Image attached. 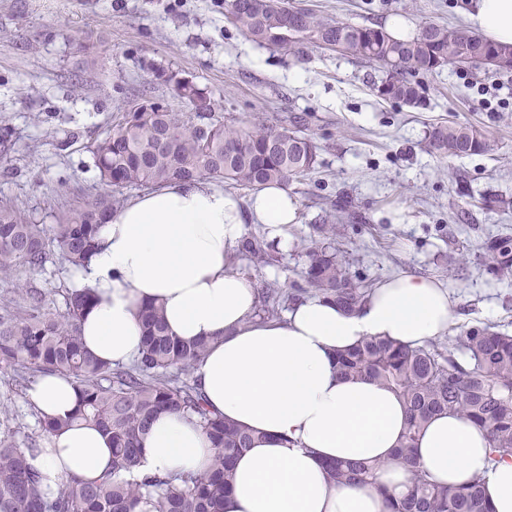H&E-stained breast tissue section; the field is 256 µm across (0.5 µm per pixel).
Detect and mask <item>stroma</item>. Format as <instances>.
<instances>
[{
  "mask_svg": "<svg viewBox=\"0 0 512 512\" xmlns=\"http://www.w3.org/2000/svg\"><path fill=\"white\" fill-rule=\"evenodd\" d=\"M356 24L405 18L469 28V0H289ZM212 92L218 112L244 124L260 116L279 126L309 117L320 145L310 177L292 183L299 221L288 228L279 266L253 272L256 283L289 285L308 258L306 241L339 194L353 201L340 242L366 284L403 273L445 282L458 299L449 337L479 323L512 332V280L493 278L480 260L492 234H512V209L488 211L483 196L512 197V74L448 65L422 76L421 106L379 98L383 71L336 52L312 49L305 61L256 43L232 23L225 0H0V201L44 223L65 205L100 192L91 147L143 96L182 109L167 74ZM482 126L491 150L466 158L428 151L429 126ZM459 256L449 264V255ZM64 307L70 279L58 254L42 270L20 272ZM11 372L0 370V404L17 440L38 430Z\"/></svg>",
  "mask_w": 512,
  "mask_h": 512,
  "instance_id": "35a3bbf8",
  "label": "stroma"
}]
</instances>
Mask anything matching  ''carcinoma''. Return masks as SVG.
Wrapping results in <instances>:
<instances>
[{
	"label": "carcinoma",
	"instance_id": "obj_1",
	"mask_svg": "<svg viewBox=\"0 0 512 512\" xmlns=\"http://www.w3.org/2000/svg\"><path fill=\"white\" fill-rule=\"evenodd\" d=\"M233 23L253 41L288 50L297 60L311 48L333 49L366 63H376L385 77L376 86L384 100L421 104L419 75L458 64L494 73L512 72V45L490 41L460 28L427 24L409 40H398L377 24H353L287 8L282 0H230ZM178 98L189 110L149 104L141 112H124L121 120L95 141L93 163L108 192L70 205L47 226L24 210L0 204V278L45 266L50 252L59 251L68 271L87 265L98 245L100 227L123 205L131 190H152L172 181L207 180L254 191L265 185L302 182L314 170L320 151L305 133L307 115L280 128L262 121L238 125L214 113V100L195 83L171 74ZM427 146L440 156L481 155L490 144L474 124H436L428 130ZM352 201H329L336 219L351 215ZM307 248L302 282L288 290L266 284L260 291L255 318L283 319V313L308 297H320L354 311L370 289L353 275L336 247L338 227L319 224ZM238 255L261 269L280 263L265 234L248 233ZM499 280L512 278V234L488 239L480 255ZM14 306L0 310V370H11L26 381L58 374L79 391L76 408L65 418L37 416L44 436L86 424L112 439V468L103 477L66 482L56 490L42 488L30 464L37 440L22 447L11 415L0 412V512H223L224 493L232 482V459L252 447L256 436L210 410L192 377L207 342H185L172 336L162 308L140 310L141 352L130 365L100 361L84 349L79 322L93 293L73 284L66 288L65 309L57 312L40 290L20 283ZM341 374L369 377L390 388L405 402L407 427L398 459L412 468V487L401 499L388 502L389 512H489L476 480L460 489L437 486L418 469L411 448L428 420L453 411L484 428L490 436V458L512 454V336L492 324L471 326L448 343L401 346L384 338L361 342L337 357ZM179 413L196 421L215 448L205 474L177 473L130 480L142 442L154 419ZM379 462L336 463L331 478L340 483L369 484Z\"/></svg>",
	"mask_w": 512,
	"mask_h": 512
}]
</instances>
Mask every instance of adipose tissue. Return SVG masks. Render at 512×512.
<instances>
[{
  "label": "adipose tissue",
  "instance_id": "adipose-tissue-1",
  "mask_svg": "<svg viewBox=\"0 0 512 512\" xmlns=\"http://www.w3.org/2000/svg\"><path fill=\"white\" fill-rule=\"evenodd\" d=\"M467 16L491 40L512 43V0H471ZM299 202L274 184L248 202L205 180L148 190L113 212L79 285L94 297L80 321L83 344L99 359L127 363L141 346L139 311L162 306L171 335L209 340L194 378L212 411L260 434L235 462L224 512H386L385 495L407 493L408 465L395 452L407 421L392 390L340 374L337 355L362 340L383 337L421 347L445 335L457 300L442 281L402 274L380 282L357 311L319 298L283 320L252 323L258 303L253 279L235 271L237 248L251 224L287 248ZM34 410L66 416L76 390L57 375L28 393ZM136 478L206 472L213 442L186 417L164 413L153 422ZM436 484L462 487L480 480L491 512H512V454L489 458L485 430L459 415L431 418L413 449ZM378 459L372 485L341 484L327 469L335 461ZM50 488L95 479L112 464L101 429L78 426L48 435L32 460Z\"/></svg>",
  "mask_w": 512,
  "mask_h": 512
}]
</instances>
